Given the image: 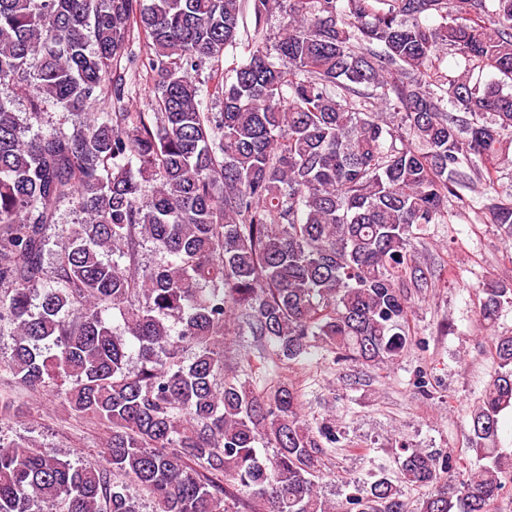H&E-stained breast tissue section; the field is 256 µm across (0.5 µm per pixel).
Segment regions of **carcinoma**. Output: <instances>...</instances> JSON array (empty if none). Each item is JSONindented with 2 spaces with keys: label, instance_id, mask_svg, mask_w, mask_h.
<instances>
[{
  "label": "carcinoma",
  "instance_id": "carcinoma-1",
  "mask_svg": "<svg viewBox=\"0 0 512 512\" xmlns=\"http://www.w3.org/2000/svg\"><path fill=\"white\" fill-rule=\"evenodd\" d=\"M124 58L156 111H130ZM2 86L4 368L109 436L81 465L0 440V512H141L132 487L153 512H410L404 486L425 490L420 512H491L512 482L493 447L512 409V335L494 330L511 282L481 286L495 373L468 442L488 463L460 479L404 446L397 476L323 498L343 435L307 418L283 370L316 348L393 363L431 280L414 251L428 225L472 212L512 240L496 190L512 178V0H0ZM50 103L65 115L42 130ZM63 204L77 222L58 223ZM240 329L257 371L224 369Z\"/></svg>",
  "mask_w": 512,
  "mask_h": 512
}]
</instances>
